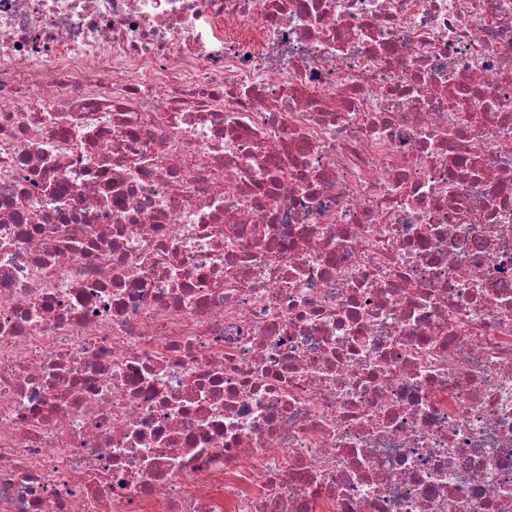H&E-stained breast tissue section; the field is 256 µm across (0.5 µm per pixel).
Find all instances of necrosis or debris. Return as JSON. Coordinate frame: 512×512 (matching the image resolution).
I'll return each instance as SVG.
<instances>
[{
  "mask_svg": "<svg viewBox=\"0 0 512 512\" xmlns=\"http://www.w3.org/2000/svg\"><path fill=\"white\" fill-rule=\"evenodd\" d=\"M0 512H512V0H0Z\"/></svg>",
  "mask_w": 512,
  "mask_h": 512,
  "instance_id": "necrosis-or-debris-1",
  "label": "necrosis or debris"
}]
</instances>
